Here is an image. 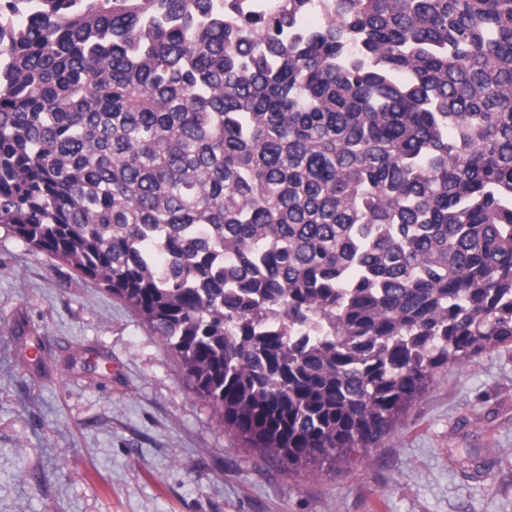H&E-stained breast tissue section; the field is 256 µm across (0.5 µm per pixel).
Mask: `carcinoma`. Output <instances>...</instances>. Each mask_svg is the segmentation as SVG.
<instances>
[{"label":"carcinoma","mask_w":512,"mask_h":512,"mask_svg":"<svg viewBox=\"0 0 512 512\" xmlns=\"http://www.w3.org/2000/svg\"><path fill=\"white\" fill-rule=\"evenodd\" d=\"M0 0V226L244 447H374L512 345V0Z\"/></svg>","instance_id":"cac0c4a2"}]
</instances>
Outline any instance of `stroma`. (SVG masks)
Segmentation results:
<instances>
[{"instance_id":"1","label":"stroma","mask_w":512,"mask_h":512,"mask_svg":"<svg viewBox=\"0 0 512 512\" xmlns=\"http://www.w3.org/2000/svg\"><path fill=\"white\" fill-rule=\"evenodd\" d=\"M0 512H512V348L312 472L242 448L94 279L0 228Z\"/></svg>"}]
</instances>
